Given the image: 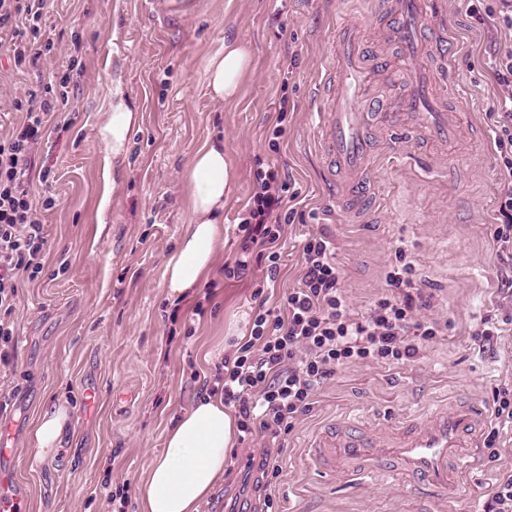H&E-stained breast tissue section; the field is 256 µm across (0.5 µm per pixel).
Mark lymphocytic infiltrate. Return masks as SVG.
Here are the masks:
<instances>
[{
  "label": "lymphocytic infiltrate",
  "instance_id": "lymphocytic-infiltrate-1",
  "mask_svg": "<svg viewBox=\"0 0 512 512\" xmlns=\"http://www.w3.org/2000/svg\"><path fill=\"white\" fill-rule=\"evenodd\" d=\"M47 8L48 0H0V39H7L15 65H37L52 49V41L40 39ZM494 76L509 94L499 101L493 126L504 175L493 239L499 251L512 252V52L495 62ZM68 101V86L61 81L40 99L16 103L25 117L0 137V366L15 359L11 315L20 281L37 279L47 246L39 211L53 201L36 200L32 152L65 120ZM253 179V193L237 226L238 249L225 262L224 277L244 278L262 263L273 284L280 272L278 246L285 225L295 221L297 195L274 163H258ZM301 250L298 286L284 293L280 311L254 307L248 340L225 355L202 388L235 409L243 442L263 432L283 443L341 366L412 362L448 331L447 324L429 316L431 299L417 288L415 266L405 250L395 252L387 293L361 315L350 309L330 236L306 234Z\"/></svg>",
  "mask_w": 512,
  "mask_h": 512
}]
</instances>
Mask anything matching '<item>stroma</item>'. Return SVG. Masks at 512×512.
I'll use <instances>...</instances> for the list:
<instances>
[{
	"mask_svg": "<svg viewBox=\"0 0 512 512\" xmlns=\"http://www.w3.org/2000/svg\"><path fill=\"white\" fill-rule=\"evenodd\" d=\"M173 2L51 0L43 22L54 43L49 61L18 68L0 52V113L40 93L55 75L68 79L72 118L33 152L51 169L36 197L55 204L41 213L48 240L43 270L14 304L18 367L0 372V394L12 403L14 455L0 464L28 491L23 512H139L137 487L175 416L200 398L206 377L250 334L253 294L266 268L253 266L236 282L225 280L222 264L236 250L256 162L271 159L300 191L276 293L296 286L300 243L322 230L336 244L354 312H364L385 291L401 246L448 333L415 362L339 368L280 449L282 471L271 489L263 490L259 468L246 465L268 440L238 443L200 512H261L268 493L275 512H408L401 482L357 486L323 474L310 467L307 448L333 416H398L425 408L438 394L468 397L489 412L495 387L512 384V265L491 236L501 175L488 118L503 95L492 64L512 51V29L496 15L512 12V0H485L494 16L484 20L472 14V0H428L433 87L458 118L449 142L410 128L409 116L391 109L414 77L377 0H190L185 12L173 10ZM339 23L360 28L372 63L364 101L379 113L368 125L369 212L331 209L316 147L331 31ZM228 37L249 50L252 65L238 98L219 105L207 93L205 62ZM290 59L297 65L286 81L281 69ZM117 76L142 122L104 209L96 129ZM283 103L285 133L273 154L266 132ZM214 139L223 140L231 163L221 264L209 276L213 292L200 287L174 302L162 273L189 224L182 172L194 151ZM199 300L205 313L196 317L191 309ZM487 318L497 322V336L475 337ZM125 392L131 401H122ZM59 396L71 422L56 454L42 458L33 427L40 409ZM511 473L512 436L505 434L495 452H483L481 467L447 512H481ZM106 482L124 485V504L110 502Z\"/></svg>",
	"mask_w": 512,
	"mask_h": 512,
	"instance_id": "35a3bbf8",
	"label": "stroma"
}]
</instances>
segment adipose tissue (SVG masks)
I'll use <instances>...</instances> for the list:
<instances>
[{"label": "adipose tissue", "instance_id": "adipose-tissue-1", "mask_svg": "<svg viewBox=\"0 0 512 512\" xmlns=\"http://www.w3.org/2000/svg\"><path fill=\"white\" fill-rule=\"evenodd\" d=\"M251 67L248 50L227 39L207 61V90L216 103L235 100ZM141 114L131 105L121 79H113L109 102L97 135L104 147L102 167L113 175L114 162L126 157ZM231 180L224 146L208 142L197 149L184 171L191 222L168 256L164 282L170 298H185L213 271L224 242V193ZM70 417L65 402L45 404L33 443L39 456L53 454ZM238 436L237 420L220 397L199 398L167 431L164 450L151 461L137 489L140 512H199L223 479L230 448Z\"/></svg>", "mask_w": 512, "mask_h": 512}]
</instances>
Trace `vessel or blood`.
<instances>
[{
  "instance_id": "b4317fda",
  "label": "vessel or blood",
  "mask_w": 512,
  "mask_h": 512,
  "mask_svg": "<svg viewBox=\"0 0 512 512\" xmlns=\"http://www.w3.org/2000/svg\"><path fill=\"white\" fill-rule=\"evenodd\" d=\"M382 10L394 27L404 56L419 66L429 64L421 33L431 25L426 0H384ZM339 50L329 68L328 88L336 109L319 116L324 133L322 151L333 160L328 180L342 178L348 194L362 187L370 155L368 115L356 111L364 83L360 33L340 29ZM394 108L413 113L415 121L438 140L448 139L453 126L447 113L436 111L427 89L396 98ZM486 414L468 398L454 403L432 400L420 413L398 417H368L348 413L328 420L313 436L308 448L310 465L323 473L344 472L365 479L390 470L405 475L415 512H430L447 505L468 474L480 462L479 433ZM25 494L0 474V512H21Z\"/></svg>"
}]
</instances>
